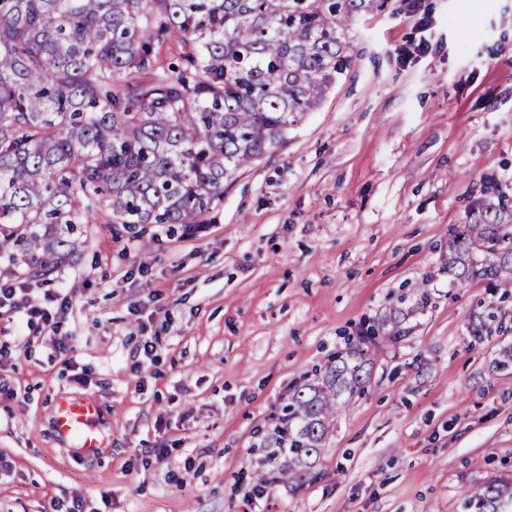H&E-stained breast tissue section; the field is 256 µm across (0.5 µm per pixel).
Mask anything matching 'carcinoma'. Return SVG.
Wrapping results in <instances>:
<instances>
[{
  "mask_svg": "<svg viewBox=\"0 0 512 512\" xmlns=\"http://www.w3.org/2000/svg\"><path fill=\"white\" fill-rule=\"evenodd\" d=\"M386 0H0V277L47 279L81 225L196 224L243 169L281 146L351 66L346 22ZM178 39L169 72L142 83L152 42ZM512 209L487 204L456 233L448 276L512 275ZM428 281L377 331L388 342L432 305ZM369 359L338 352L276 417L282 476L302 477L364 390ZM512 512V479L463 499Z\"/></svg>",
  "mask_w": 512,
  "mask_h": 512,
  "instance_id": "obj_1",
  "label": "carcinoma"
}]
</instances>
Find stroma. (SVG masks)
Masks as SVG:
<instances>
[{
	"label": "stroma",
	"instance_id": "obj_1",
	"mask_svg": "<svg viewBox=\"0 0 512 512\" xmlns=\"http://www.w3.org/2000/svg\"><path fill=\"white\" fill-rule=\"evenodd\" d=\"M345 36L351 68L198 223L88 225L73 264L30 282L55 329L0 315L17 393L0 397V512H460L463 491L512 478V373L495 367L512 281L443 269L476 209L512 206V0H387ZM425 278L432 308L368 343L369 382L313 474L279 478L267 444L293 386ZM86 397L99 460L51 421Z\"/></svg>",
	"mask_w": 512,
	"mask_h": 512
}]
</instances>
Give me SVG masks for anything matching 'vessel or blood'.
<instances>
[{
    "mask_svg": "<svg viewBox=\"0 0 512 512\" xmlns=\"http://www.w3.org/2000/svg\"><path fill=\"white\" fill-rule=\"evenodd\" d=\"M101 416L102 408L92 398L62 399L51 409L55 432L79 456H97L105 448L107 439L100 428Z\"/></svg>",
    "mask_w": 512,
    "mask_h": 512,
    "instance_id": "vessel-or-blood-1",
    "label": "vessel or blood"
}]
</instances>
